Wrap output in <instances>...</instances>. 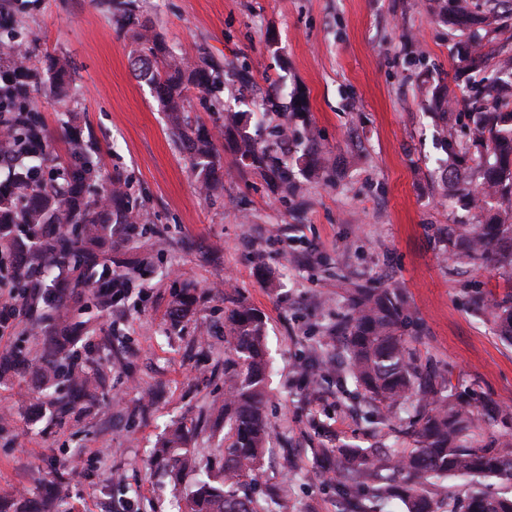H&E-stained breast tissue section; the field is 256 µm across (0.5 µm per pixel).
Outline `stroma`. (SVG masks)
Returning <instances> with one entry per match:
<instances>
[{"mask_svg": "<svg viewBox=\"0 0 512 512\" xmlns=\"http://www.w3.org/2000/svg\"><path fill=\"white\" fill-rule=\"evenodd\" d=\"M135 3L182 59L245 67L249 82L227 78L224 101L247 113L246 130L261 145L278 126L311 130L334 175L314 180L285 151L287 187L242 165L236 131L194 90L185 110L214 133L224 164L223 191L201 196L168 111L131 69L133 32L105 0H8L5 21L26 36L38 74L31 100L54 157L65 159L68 131L93 138L103 180L128 185L143 221L119 248L138 264L121 305L103 314L85 296H65L73 317L96 330L73 348L77 363L103 374L96 403L61 418L32 379L0 381L10 417L0 427V499L39 500L40 479L55 478L71 512H178L195 473L154 464L151 450L182 423L194 434L195 460L222 457L224 420L212 408L226 394L224 314L245 301L265 317L270 363V444L256 486L277 492V512H344L323 451L408 444L399 419L368 422L354 386L331 377L310 391L301 380L302 361L341 364L335 327L352 283L399 289L418 362L473 402L505 410L493 430L512 433V343L470 302L476 290L505 297L512 279L443 255V230L482 216L461 201L473 168L459 166L451 182L442 176L441 136L463 144L469 131L453 117L441 122L429 105L435 91L452 100L468 93L460 42L512 55V11H499L495 30L461 33L432 0ZM56 57L71 64L63 99L51 86ZM296 97L305 109L293 113ZM185 287L197 302L175 325L170 308Z\"/></svg>", "mask_w": 512, "mask_h": 512, "instance_id": "obj_1", "label": "stroma"}]
</instances>
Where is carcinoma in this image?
I'll use <instances>...</instances> for the list:
<instances>
[{
    "mask_svg": "<svg viewBox=\"0 0 512 512\" xmlns=\"http://www.w3.org/2000/svg\"><path fill=\"white\" fill-rule=\"evenodd\" d=\"M439 16L464 32L476 25L490 27L495 15H479L470 0H437ZM118 21L134 29L140 69L166 103L174 133L188 141L192 168L199 190L210 197L224 188L221 156L214 134L205 127L189 128L182 112L183 99L192 89L210 96L211 106L223 113L224 124L237 127L241 117L224 111V66L206 58L192 66L169 54L164 43L140 22L135 0L115 4ZM459 55L467 68L483 74L471 87L470 106L460 116L468 120L478 171L477 192L469 204L484 213L482 224H450L443 236L444 254L457 265L489 262L493 269L512 276V70L506 77L488 72L489 53L476 43H464ZM37 79L28 59L9 58L0 66V123L10 137L0 139V159L10 152L29 154L16 168L9 188L0 187V267L12 253L21 261L10 265L5 287L25 291L31 308L40 314L43 353L32 359L22 350L0 357V371L28 374L42 383L62 380L68 392L50 399L57 412L66 413L80 401L94 397L100 385L79 370L69 344L90 334L85 323L74 320L63 295L33 279L58 264H70L75 272L71 288L92 298L102 312L120 305L129 292V278L116 267L112 251L125 240L126 228L136 224L139 213L131 195L111 190L108 201L93 194L99 179L93 155L96 146L79 135L68 139V162L51 165L46 150V129L29 102L30 84ZM238 159L265 169L274 180H289L288 167L270 158L267 149L247 133L235 143ZM310 174L326 176V165L316 152L313 138H306L299 156ZM350 311L336 325L346 364L336 372V382L351 381L371 408L378 425L401 407L412 411L406 435L413 447L342 448L335 461L336 492L345 501L359 502L357 512H381L397 498L405 512H439L438 503L451 501L444 481L460 477H495L512 483V438L487 433L485 423L501 416L494 405L478 409L470 399L444 382L432 369L421 368L402 334L407 320L403 295L387 288L346 289ZM188 292L172 303L171 314L179 319L194 305ZM479 309L491 310L498 331L512 342V298L487 301L473 298ZM224 335L230 355L224 360V427L232 442L224 449L218 470L200 475L187 493L186 512H272L255 488L268 442L263 407L266 398L267 363L265 320L245 301L228 310ZM326 369L317 363L303 364L300 373L309 389H315ZM188 434L182 426L169 431L153 460L179 465L191 456ZM18 512H70L68 496L59 484H48L39 502ZM449 512H512V496L493 495L476 486L461 508Z\"/></svg>",
    "mask_w": 512,
    "mask_h": 512,
    "instance_id": "obj_1",
    "label": "carcinoma"
}]
</instances>
